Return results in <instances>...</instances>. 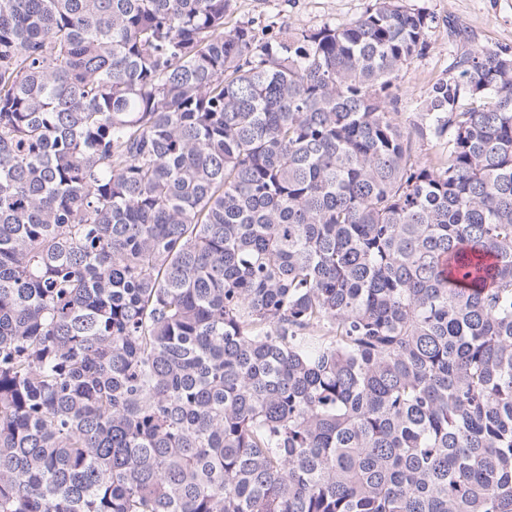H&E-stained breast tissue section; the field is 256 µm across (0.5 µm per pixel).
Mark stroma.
I'll return each mask as SVG.
<instances>
[{
  "label": "stroma",
  "instance_id": "1",
  "mask_svg": "<svg viewBox=\"0 0 512 512\" xmlns=\"http://www.w3.org/2000/svg\"><path fill=\"white\" fill-rule=\"evenodd\" d=\"M371 0H231L228 27L249 24L257 37L278 36L283 29L340 25L359 17ZM407 7L432 15L428 47L399 75L402 120L421 111L432 85L448 78L457 53L475 45L512 48V0H405ZM464 29L450 35L449 22Z\"/></svg>",
  "mask_w": 512,
  "mask_h": 512
}]
</instances>
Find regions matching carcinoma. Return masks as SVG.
Returning a JSON list of instances; mask_svg holds the SVG:
<instances>
[{"mask_svg":"<svg viewBox=\"0 0 512 512\" xmlns=\"http://www.w3.org/2000/svg\"><path fill=\"white\" fill-rule=\"evenodd\" d=\"M230 6L0 0V512H512V50Z\"/></svg>","mask_w":512,"mask_h":512,"instance_id":"carcinoma-1","label":"carcinoma"}]
</instances>
